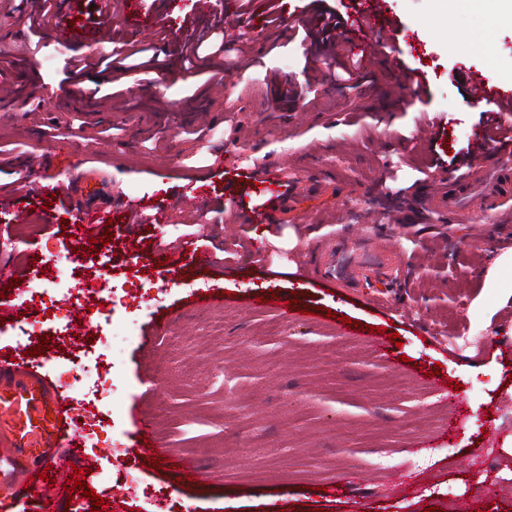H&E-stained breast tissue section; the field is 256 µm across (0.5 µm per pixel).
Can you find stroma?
Instances as JSON below:
<instances>
[{"instance_id": "stroma-1", "label": "stroma", "mask_w": 512, "mask_h": 512, "mask_svg": "<svg viewBox=\"0 0 512 512\" xmlns=\"http://www.w3.org/2000/svg\"><path fill=\"white\" fill-rule=\"evenodd\" d=\"M79 18L105 54L119 18L100 17L95 0H53ZM400 31L392 56L369 64L357 86L338 84L325 64L333 36L276 41L247 30L265 65L232 68L222 87L197 89L186 76L128 86L125 104L106 94L62 100L66 63L80 46L53 45L31 33L27 0H0V213H13L14 188L41 170L50 188L29 192L28 222L0 223V260L18 278L66 277L74 246L62 226L91 206L112 227L90 229L83 245L107 263L100 295L117 304L105 335L112 344L113 392L89 409L106 430L81 448L86 477L98 489L111 475L105 512H512V307L497 305L480 272L508 248L512 219L475 211L435 213L427 193L436 166L479 170L475 143L483 112L467 93L480 79L512 92V26L486 6L459 0H378ZM181 33L186 19L207 25L199 0H139ZM400 58L396 70L391 60ZM422 75L417 109L404 71ZM322 79L317 92L282 96L296 76ZM185 104L165 117L160 99ZM281 170L288 188L271 196L260 182ZM209 187L203 214L172 207L152 222L158 198ZM140 201L143 222L128 223L125 201ZM262 223H250L253 214ZM401 266V285L326 289L302 277L310 246L324 233L350 239L373 225ZM113 239H105L106 231ZM187 238L213 265L177 269L178 285L153 254ZM264 241L271 259L250 256ZM137 287L142 300L123 298ZM270 303L257 307L259 287ZM78 331L50 334L46 356L79 352L97 318L86 301L56 295ZM29 303L0 325V362L39 343L24 336L42 320ZM399 333L392 360L372 353L368 326ZM438 371L439 388L427 384ZM463 415L445 434L448 398ZM151 418L159 443L203 477L190 484L155 471L135 442ZM494 454L498 466L481 460ZM352 483H345V476Z\"/></svg>"}]
</instances>
